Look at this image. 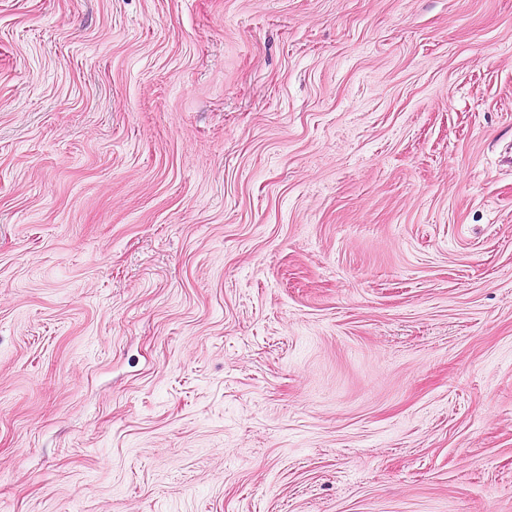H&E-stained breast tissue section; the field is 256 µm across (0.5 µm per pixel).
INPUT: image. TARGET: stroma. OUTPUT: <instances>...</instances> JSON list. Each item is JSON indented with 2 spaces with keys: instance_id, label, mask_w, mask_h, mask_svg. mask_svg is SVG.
<instances>
[{
  "instance_id": "1",
  "label": "stroma",
  "mask_w": 512,
  "mask_h": 512,
  "mask_svg": "<svg viewBox=\"0 0 512 512\" xmlns=\"http://www.w3.org/2000/svg\"><path fill=\"white\" fill-rule=\"evenodd\" d=\"M0 512H512V0H0Z\"/></svg>"
}]
</instances>
